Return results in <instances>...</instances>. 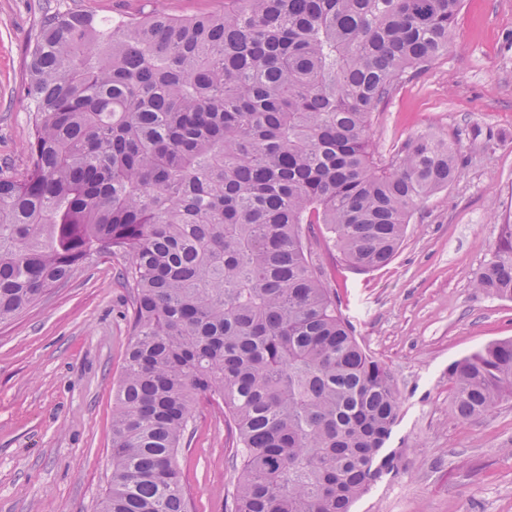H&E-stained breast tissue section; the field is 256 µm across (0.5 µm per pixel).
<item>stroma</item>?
<instances>
[{
    "instance_id": "1",
    "label": "stroma",
    "mask_w": 512,
    "mask_h": 512,
    "mask_svg": "<svg viewBox=\"0 0 512 512\" xmlns=\"http://www.w3.org/2000/svg\"><path fill=\"white\" fill-rule=\"evenodd\" d=\"M99 18L223 11L224 0H0V168L22 173L30 132L28 47L56 7ZM494 138L484 149L473 132ZM420 134L458 143V177L414 214L396 256L357 271L316 225L314 258L365 350L392 373L397 468L350 512H512V400L450 417L448 367L512 338V300L476 290L512 222V0H463L452 42L396 88L373 120L377 155ZM104 254L0 324V512H99L112 476V397L131 340V302ZM223 408L200 404L179 455L192 512H224L236 474Z\"/></svg>"
}]
</instances>
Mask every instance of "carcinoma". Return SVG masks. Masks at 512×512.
Instances as JSON below:
<instances>
[{"instance_id":"cac0c4a2","label":"carcinoma","mask_w":512,"mask_h":512,"mask_svg":"<svg viewBox=\"0 0 512 512\" xmlns=\"http://www.w3.org/2000/svg\"><path fill=\"white\" fill-rule=\"evenodd\" d=\"M461 0H224L124 25L58 10L30 46L22 175L0 171V322L95 253L123 255L132 341L99 512H190L176 457L197 404H224L225 512H349L398 465L396 382L308 247L389 263L459 171L419 135L375 155L373 117L448 51ZM475 288L512 299V224ZM466 421L512 398V339L448 368Z\"/></svg>"}]
</instances>
